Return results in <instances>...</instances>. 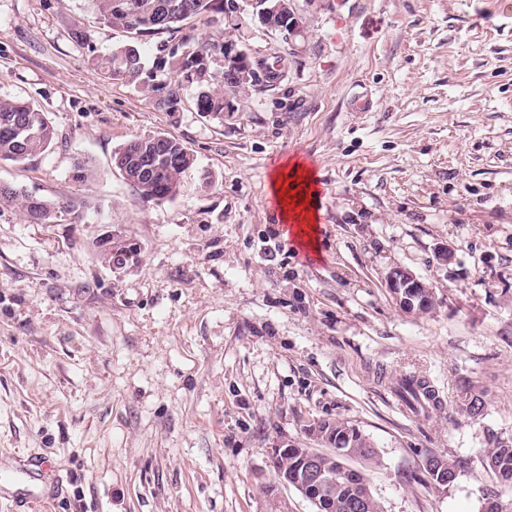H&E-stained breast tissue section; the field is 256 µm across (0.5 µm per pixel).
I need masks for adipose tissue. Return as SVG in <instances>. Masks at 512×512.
<instances>
[{
  "mask_svg": "<svg viewBox=\"0 0 512 512\" xmlns=\"http://www.w3.org/2000/svg\"><path fill=\"white\" fill-rule=\"evenodd\" d=\"M271 188L282 222L294 223L297 236L307 237L309 247H316L317 188L312 171L298 162L279 166L272 176Z\"/></svg>",
  "mask_w": 512,
  "mask_h": 512,
  "instance_id": "obj_1",
  "label": "adipose tissue"
}]
</instances>
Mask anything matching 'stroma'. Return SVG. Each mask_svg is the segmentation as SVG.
<instances>
[{
    "instance_id": "35a3bbf8",
    "label": "stroma",
    "mask_w": 512,
    "mask_h": 512,
    "mask_svg": "<svg viewBox=\"0 0 512 512\" xmlns=\"http://www.w3.org/2000/svg\"><path fill=\"white\" fill-rule=\"evenodd\" d=\"M292 4L290 42L247 10L233 31L191 19L199 39L288 57L283 81L219 122L89 65L126 35L100 24L73 42L79 0H0V96L41 106L56 133L44 155L0 161V182L88 205L51 224L0 207V469L37 457L59 476L17 477L0 512L30 490L48 512H256L273 446L313 447L322 419L377 448L383 512H484L492 492L512 508L485 466L493 439L512 440V4ZM153 134L195 156L161 202L113 164ZM293 158L318 181L311 260L269 195ZM78 161L92 177L74 178ZM116 235L139 247L123 267L103 258ZM396 266L431 285V312L397 306ZM410 372L440 392L428 415L393 392ZM467 388L479 418L456 412ZM431 455L458 464L447 489Z\"/></svg>"
}]
</instances>
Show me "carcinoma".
I'll return each mask as SVG.
<instances>
[{"instance_id": "carcinoma-1", "label": "carcinoma", "mask_w": 512, "mask_h": 512, "mask_svg": "<svg viewBox=\"0 0 512 512\" xmlns=\"http://www.w3.org/2000/svg\"><path fill=\"white\" fill-rule=\"evenodd\" d=\"M256 19L275 16V22L288 24L293 13L291 0H256ZM83 7L98 24H107L127 33V41L106 56L90 54L87 62L98 67L106 78L121 80L152 96L155 106L166 112H177L189 99L195 110L205 116L224 120L226 97H238L255 87H270L285 75L287 59L278 56L270 64L245 52L236 65L251 68L258 77L245 82L224 73V42L199 39L181 23L211 13H224V0H83ZM159 34L170 40L160 46L151 67H146L141 52L142 41ZM55 130L44 110L27 100L0 97V160L24 162L44 154L52 145ZM152 160V172L141 177L137 189L150 200L174 198L180 191L185 173L195 164L194 155L180 140L160 135L136 136L114 153V164L122 170L137 165V159ZM0 206L21 205L31 222L52 223L68 216L74 221L83 218L85 204L74 199H47L25 193L4 183L0 185ZM396 395L414 412H425L435 391L425 380L409 374L394 387ZM485 400L477 394H465L458 413L468 419L483 415ZM326 435L327 447L334 456L326 469L333 474V483L314 491L321 507L315 512H356L354 504L365 500L363 512H382L374 496L367 471L379 465V453L369 438L349 423L334 419L318 421ZM363 463L358 470L345 468L344 460ZM434 467L426 472L436 486L443 479L453 484L457 464L444 456H433ZM485 463L503 484H512V441L497 440L487 449ZM305 467L301 452H293L279 461L281 477L293 484Z\"/></svg>"}]
</instances>
